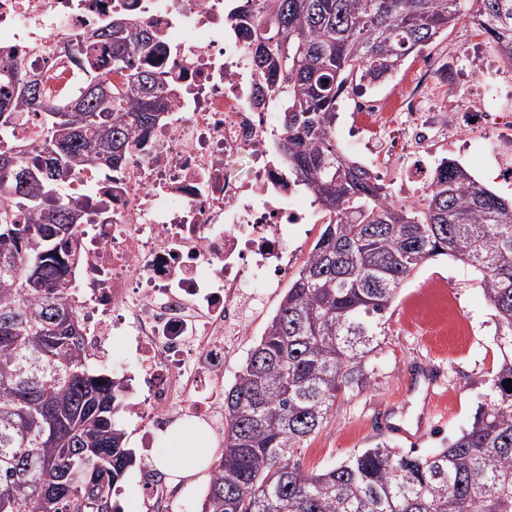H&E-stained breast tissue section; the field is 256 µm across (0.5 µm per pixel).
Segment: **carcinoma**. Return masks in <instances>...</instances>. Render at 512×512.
I'll return each instance as SVG.
<instances>
[{
    "instance_id": "cac0c4a2",
    "label": "carcinoma",
    "mask_w": 512,
    "mask_h": 512,
    "mask_svg": "<svg viewBox=\"0 0 512 512\" xmlns=\"http://www.w3.org/2000/svg\"><path fill=\"white\" fill-rule=\"evenodd\" d=\"M478 2L480 31L511 65L512 0ZM461 4L257 0L248 51L281 109L275 150L328 221L224 394L200 512H512V204L452 161L421 198L389 202L336 148L339 94L391 79ZM158 39L112 16L77 49L82 73L64 99L25 94L28 75L0 64V145L26 112L45 129L30 164L0 149V512H119L115 486L134 462L118 424L126 386L90 366L81 314L62 296L79 271L80 217L58 203L59 180L124 165L133 129L166 112L160 71L144 64ZM439 256L481 275L501 354L495 397L432 454L379 443L304 469L300 448L367 378L400 285Z\"/></svg>"
}]
</instances>
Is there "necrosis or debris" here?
<instances>
[{"instance_id": "necrosis-or-debris-1", "label": "necrosis or debris", "mask_w": 512, "mask_h": 512, "mask_svg": "<svg viewBox=\"0 0 512 512\" xmlns=\"http://www.w3.org/2000/svg\"><path fill=\"white\" fill-rule=\"evenodd\" d=\"M115 12L157 30L169 107L158 124L134 129L124 167L65 176L60 201L83 208L75 227L83 249L82 275L65 282L63 296L101 359H110L113 337L129 338L141 389L129 409L145 444L185 419L205 422L219 443L228 339L287 278L289 227L318 223L322 212L304 204L306 187L273 149L276 107L252 104L264 80L227 0H0V51L24 52L49 92L67 91L76 72L69 49ZM445 65L428 59L395 95H358L357 113L395 117L401 135L344 150L401 169L398 194L418 199L431 179L416 157L444 136L467 142L476 124L497 182L512 186L511 104L489 108L458 83L454 105L419 112L428 73ZM241 156L250 161L244 174L233 164Z\"/></svg>"}]
</instances>
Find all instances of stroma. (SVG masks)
Masks as SVG:
<instances>
[{
    "label": "stroma",
    "mask_w": 512,
    "mask_h": 512,
    "mask_svg": "<svg viewBox=\"0 0 512 512\" xmlns=\"http://www.w3.org/2000/svg\"><path fill=\"white\" fill-rule=\"evenodd\" d=\"M435 284L447 286L466 324L463 335L445 340L427 326L410 323V316L426 314ZM283 294V289H270L264 307L234 337L225 385L234 383ZM387 316L366 386L337 398L328 425L301 450L304 469L328 467L379 443L432 453L467 428L478 405L492 397L499 361L494 311L473 268L446 257L427 261L404 282ZM119 423L136 455L121 483L120 502L123 512H142L143 468L169 457L174 444L159 434L152 447H142L137 419L124 412Z\"/></svg>",
    "instance_id": "obj_1"
}]
</instances>
